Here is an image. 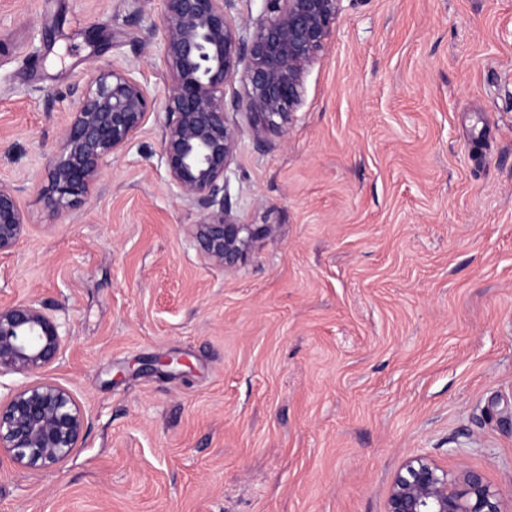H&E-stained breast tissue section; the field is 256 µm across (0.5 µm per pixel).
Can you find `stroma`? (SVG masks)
Here are the masks:
<instances>
[{"instance_id":"1","label":"stroma","mask_w":512,"mask_h":512,"mask_svg":"<svg viewBox=\"0 0 512 512\" xmlns=\"http://www.w3.org/2000/svg\"><path fill=\"white\" fill-rule=\"evenodd\" d=\"M107 65L164 100L158 0H0V180L26 217L0 306L67 336L0 395L52 381L86 417L60 465L0 450V512H385L421 455L511 508L512 0H342L288 132L228 115L232 213L273 228L230 267L169 188L160 106L84 203L46 209Z\"/></svg>"}]
</instances>
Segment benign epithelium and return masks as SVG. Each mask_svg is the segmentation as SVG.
Segmentation results:
<instances>
[{
  "label": "benign epithelium",
  "instance_id": "7a95c632",
  "mask_svg": "<svg viewBox=\"0 0 512 512\" xmlns=\"http://www.w3.org/2000/svg\"><path fill=\"white\" fill-rule=\"evenodd\" d=\"M234 0H161L163 62L170 76L161 162L175 195L195 202L202 217L194 236L205 256L235 264L267 226L236 222L228 171L238 144L227 109L245 114L257 140L285 132L295 119L304 77L330 38L341 0H266L267 15L239 35L227 8ZM243 71L245 94L224 100ZM155 108L147 88L121 69H103L75 92L60 148L48 163L45 204L54 216L81 204L108 158L129 146ZM25 229L16 189L0 181V253ZM66 336L61 323L33 301L0 307V376L29 374L52 363ZM85 417L72 394L34 382L0 399V449L32 469L68 459ZM385 512H504L499 493L474 469L450 470L420 456L396 474Z\"/></svg>",
  "mask_w": 512,
  "mask_h": 512
}]
</instances>
